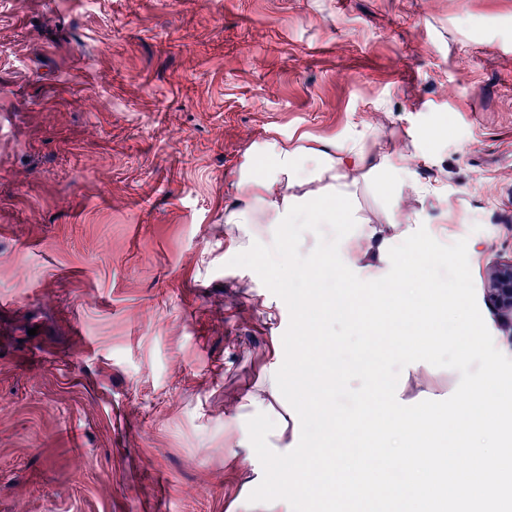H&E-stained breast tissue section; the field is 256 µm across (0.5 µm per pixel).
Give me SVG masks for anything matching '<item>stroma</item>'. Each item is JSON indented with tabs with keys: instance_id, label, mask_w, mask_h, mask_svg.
Masks as SVG:
<instances>
[{
	"instance_id": "obj_1",
	"label": "stroma",
	"mask_w": 512,
	"mask_h": 512,
	"mask_svg": "<svg viewBox=\"0 0 512 512\" xmlns=\"http://www.w3.org/2000/svg\"><path fill=\"white\" fill-rule=\"evenodd\" d=\"M364 137L395 206L512 256V0H0V512H242L286 444L285 302L231 266L255 148ZM459 374L429 361L424 402ZM299 512L350 481L329 422Z\"/></svg>"
}]
</instances>
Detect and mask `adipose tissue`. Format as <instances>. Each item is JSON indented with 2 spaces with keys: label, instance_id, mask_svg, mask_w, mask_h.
<instances>
[{
  "label": "adipose tissue",
  "instance_id": "obj_1",
  "mask_svg": "<svg viewBox=\"0 0 512 512\" xmlns=\"http://www.w3.org/2000/svg\"><path fill=\"white\" fill-rule=\"evenodd\" d=\"M270 161L249 169L239 183V206L227 218L230 224L353 225V232L336 241L342 270L366 271L377 280L380 263L399 245L415 242L411 225L389 210L386 230H378L353 204L354 188L367 172L378 175L390 199H398L408 184L410 156L400 151L374 153L360 141L328 142L310 147L304 142L273 146ZM460 329L449 326L442 336L417 330L401 351L403 389L390 391L373 421L344 420L345 433L364 431L374 449L365 456L371 487L383 485L377 466L381 443L392 442L403 471L397 497L408 512H431L426 495L435 481L447 482L448 512H512V476L504 469L512 462V383L489 370L469 378L456 391L447 411L415 406L404 390L420 387L424 364L441 347L454 348L455 365L465 368L473 343L459 340ZM285 453V452H284ZM283 452L266 453L278 488L263 502L246 504L244 512H293L299 476Z\"/></svg>",
  "mask_w": 512,
  "mask_h": 512
}]
</instances>
